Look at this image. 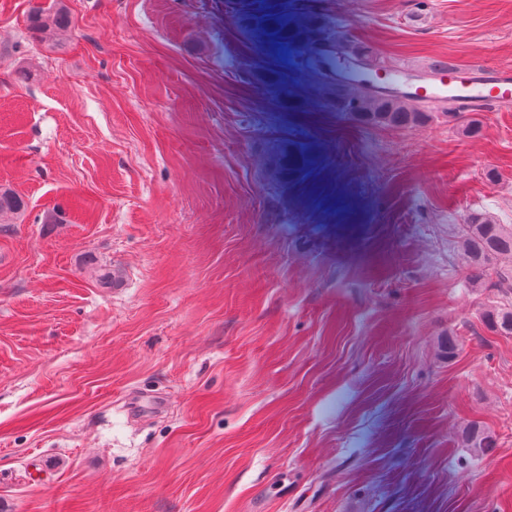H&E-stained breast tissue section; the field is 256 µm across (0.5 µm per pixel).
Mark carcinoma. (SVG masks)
I'll return each instance as SVG.
<instances>
[{
  "instance_id": "1",
  "label": "carcinoma",
  "mask_w": 512,
  "mask_h": 512,
  "mask_svg": "<svg viewBox=\"0 0 512 512\" xmlns=\"http://www.w3.org/2000/svg\"><path fill=\"white\" fill-rule=\"evenodd\" d=\"M70 15L63 7L53 11L37 8L30 17V30L41 36L67 28ZM419 99L383 98L359 86L349 88L347 108L358 121L366 125L403 128L425 119L418 107ZM24 201L7 188L0 189V218L19 214ZM463 253L469 260L470 281L478 287L494 288L503 295L512 294V224H498L474 214L463 221L458 230ZM483 322L493 333L512 335V307H491L484 311ZM464 443L470 448H489L493 440L479 428L465 432Z\"/></svg>"
}]
</instances>
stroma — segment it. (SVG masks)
<instances>
[{
  "instance_id": "35a3bbf8",
  "label": "stroma",
  "mask_w": 512,
  "mask_h": 512,
  "mask_svg": "<svg viewBox=\"0 0 512 512\" xmlns=\"http://www.w3.org/2000/svg\"><path fill=\"white\" fill-rule=\"evenodd\" d=\"M52 2L0 0V512H512L457 238L512 224V105L376 127L336 81L345 30L407 82L512 69V0H62L33 38ZM70 23V15L64 7H59L55 11L37 8L32 11L30 17V30L33 34L46 37L55 31L67 28Z\"/></svg>"
}]
</instances>
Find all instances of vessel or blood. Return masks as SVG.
<instances>
[{
	"label": "vessel or blood",
	"instance_id": "obj_1",
	"mask_svg": "<svg viewBox=\"0 0 512 512\" xmlns=\"http://www.w3.org/2000/svg\"><path fill=\"white\" fill-rule=\"evenodd\" d=\"M412 95L434 98L448 94L459 110L490 109L512 101V72L486 73L483 66L442 68L433 82L412 86Z\"/></svg>",
	"mask_w": 512,
	"mask_h": 512
}]
</instances>
